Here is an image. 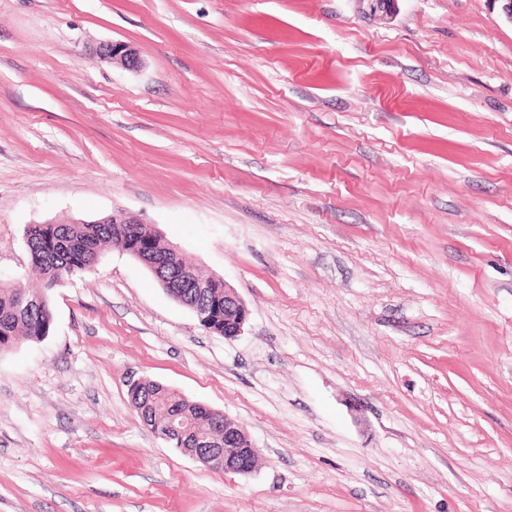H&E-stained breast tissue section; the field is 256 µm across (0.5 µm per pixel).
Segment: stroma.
I'll return each instance as SVG.
<instances>
[{"label":"stroma","instance_id":"stroma-1","mask_svg":"<svg viewBox=\"0 0 512 512\" xmlns=\"http://www.w3.org/2000/svg\"><path fill=\"white\" fill-rule=\"evenodd\" d=\"M123 42L129 71L96 54ZM127 211L246 302L105 250L0 355V512H512V22L496 0H0V280ZM146 378L260 458L143 425ZM96 52L103 60L118 64L127 70L137 71L143 64L136 50L123 42L100 43ZM153 249L158 253L166 252L169 249L177 250L173 245H165L161 239L153 244ZM175 250H172V253L165 255L162 262L168 267H176L183 275L182 277L190 281L191 288L198 289L196 292L199 296V300L194 304H187L182 293L183 288H175L168 280L160 279L158 282L176 301L189 308L200 321L204 320L210 314V305L204 297H209V290L211 288L221 289L224 292V300L222 299L216 306L213 317L200 324L211 333L219 334L218 332H224V337L226 338H233L241 335L243 327L249 316V309L245 301L238 295L234 288H230L225 283L222 277L212 273L206 276V273L203 271L199 269L197 271L193 267L189 266L177 250L181 256V265H186L188 268L193 269L197 277L200 278L191 276L187 271L182 270L175 261V258L178 255ZM217 418L219 426L213 431L217 441L224 446H202L193 449L187 456L202 463L207 468L222 473H234L239 475L251 474L259 457V448H256L248 434L233 420L220 414Z\"/></svg>","mask_w":512,"mask_h":512}]
</instances>
